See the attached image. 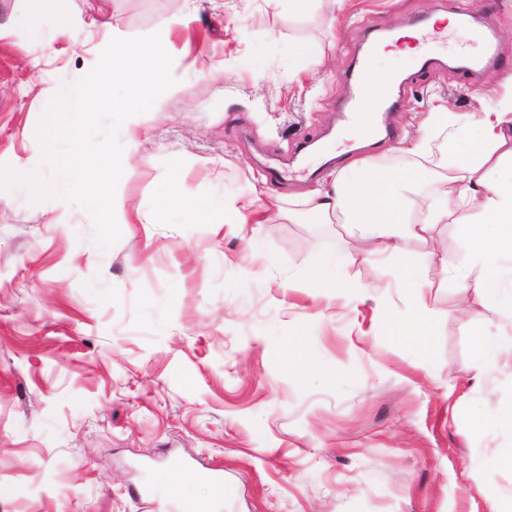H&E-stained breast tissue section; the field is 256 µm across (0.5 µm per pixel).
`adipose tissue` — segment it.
<instances>
[{
  "label": "adipose tissue",
  "mask_w": 512,
  "mask_h": 512,
  "mask_svg": "<svg viewBox=\"0 0 512 512\" xmlns=\"http://www.w3.org/2000/svg\"><path fill=\"white\" fill-rule=\"evenodd\" d=\"M58 37L79 44L91 30H109L105 15L79 21L60 0H41ZM124 82L130 97L105 95V88ZM506 97L477 117L459 123L445 105H437L427 116L420 135L402 140L398 146L403 166L384 173L362 158L335 174L330 187L313 190L303 208L324 223L345 218L350 224L370 226L369 236L358 244L341 241L336 250L317 256L309 269L319 288L332 293L365 294V286L348 273L356 257L377 261L400 249L404 239L427 241L437 225L464 228L468 247L464 265L447 257L408 260L399 268L398 284L407 302V313L389 318L392 335L402 344L425 352L434 333L433 313L425 303L436 274L452 279L462 294L475 293L512 324V165L503 166L498 152L512 130V79L505 84ZM170 90L168 73L159 52L141 44L111 38L105 62L77 87L58 91L63 109L57 115L60 134L68 135L88 124L101 112L135 113L143 100L159 103ZM445 139L447 148L434 153L433 142ZM118 170L107 144L77 141L70 162L56 170L54 189L68 191L77 163ZM434 183L435 193L427 207L417 205L416 189ZM279 200L257 202L251 197H227L218 203H186L194 223L265 224L268 214L280 210Z\"/></svg>",
  "instance_id": "1"
}]
</instances>
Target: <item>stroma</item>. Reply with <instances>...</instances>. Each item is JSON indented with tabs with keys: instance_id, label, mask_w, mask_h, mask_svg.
<instances>
[{
	"instance_id": "obj_1",
	"label": "stroma",
	"mask_w": 512,
	"mask_h": 512,
	"mask_svg": "<svg viewBox=\"0 0 512 512\" xmlns=\"http://www.w3.org/2000/svg\"><path fill=\"white\" fill-rule=\"evenodd\" d=\"M64 5L83 20L106 9L117 35L159 43L171 90L135 114V149L108 112L80 132L111 141L123 164L112 227L86 202L84 176L63 197L32 191L29 180L50 181L74 150L52 136L55 89L82 83L109 43L72 47L46 17L52 47L42 49L17 22L31 0H0V512H162L183 494L212 512H488L479 472L512 493V427L467 425L512 407V361L482 374L472 358L479 333L504 327L479 295L460 301L451 282L427 291L435 334L417 361L385 326L406 313L395 265L351 267L371 287L360 301L307 276L315 255L359 227L283 215L262 227L256 257L233 224H194L180 211L137 220L171 181L196 201H291L325 183L329 168L312 156L277 180L269 170L344 119L367 31L437 13L490 16L497 53L512 60V0H345L336 12L313 0L303 13L269 0L215 11L202 0L190 16L184 0ZM168 19L176 25L158 42ZM315 37L322 54L298 72L291 48ZM373 66L406 90L384 114L386 137L361 151L387 171L401 163L397 141L419 134L437 104L483 112L506 76L399 54ZM407 250L459 263L467 240L441 224ZM300 334L316 357L303 379L282 363ZM158 469L181 494L134 498Z\"/></svg>"
}]
</instances>
